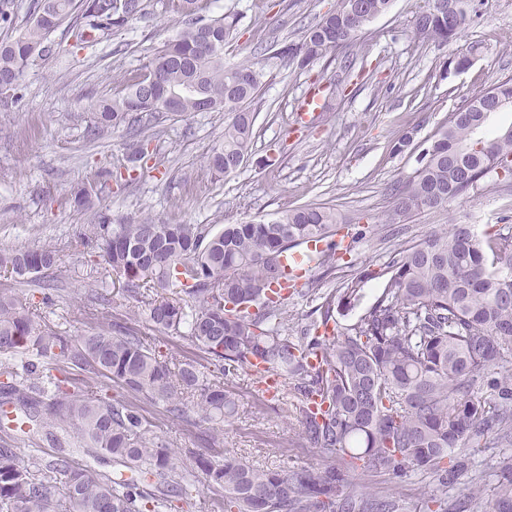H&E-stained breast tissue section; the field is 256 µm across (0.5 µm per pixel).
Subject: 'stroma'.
<instances>
[{
    "label": "stroma",
    "instance_id": "35a3bbf8",
    "mask_svg": "<svg viewBox=\"0 0 512 512\" xmlns=\"http://www.w3.org/2000/svg\"><path fill=\"white\" fill-rule=\"evenodd\" d=\"M333 2L207 0L208 14L238 17L224 47L225 63L265 61L264 83L251 105L256 121L248 159L221 178L206 164L210 148L224 134L220 112L146 116L137 137L122 127L96 139L87 135L92 104L119 93L125 74L141 69L176 34L174 14L155 11L111 41L88 46L76 43L68 25L57 28L50 36L54 55L29 69L20 103L0 110V249L56 245L64 276L46 289L0 271V290L36 306L39 323L80 336L101 321L88 300L97 283L111 287L113 317H124L129 307L101 257L79 239L92 210L219 230L313 204L333 209L339 223L377 227L321 284L329 290L363 269L378 271V278L365 284L358 309L341 318L345 328L381 294L385 280L380 273L389 257L413 241L453 224H471L480 232L490 224L512 225V182L494 177L447 206L391 217L395 186L412 175L437 127L471 96L512 77V0H476L478 18L445 45L415 35L414 19L424 0H393L390 11L353 44L308 69L265 59L266 44L300 40ZM462 55L471 65L454 71L452 61ZM346 60L351 63L347 71L341 67ZM339 82L345 91L336 96L332 90ZM316 86L321 89L316 116L301 122L297 109ZM139 141L147 156L143 171L131 180L121 171ZM103 170L112 171V178L93 195L91 208L78 206L74 188ZM133 326L161 358L177 365L200 361L194 345L156 331L146 312L135 316ZM90 384L102 396L136 407L177 450V465L193 470L192 486L187 495L174 497L171 512H224L220 495L185 456L188 448L216 456L230 450L271 469L335 461L301 437L286 407L268 396L263 380L249 371L225 378L224 387L236 394L238 406L231 425L220 428L194 414L172 418L163 403L128 393L105 377H92Z\"/></svg>",
    "mask_w": 512,
    "mask_h": 512
}]
</instances>
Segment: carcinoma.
<instances>
[{"label":"carcinoma","mask_w":512,"mask_h":512,"mask_svg":"<svg viewBox=\"0 0 512 512\" xmlns=\"http://www.w3.org/2000/svg\"><path fill=\"white\" fill-rule=\"evenodd\" d=\"M393 0H336L334 9L308 27L297 42L266 48L275 58L304 69L353 43L345 30L356 19L366 26ZM439 0L415 18V31L442 44L459 37L478 17L474 0ZM175 13L181 30L153 56L145 70L124 80L112 99L93 105L91 133L100 136L140 115L168 112L169 98L183 95L180 113H224V137L207 157L220 178L239 170L254 134L250 105L265 76L253 60L224 63V44L238 17L208 16L204 0H35L25 25L0 42V109L18 101L32 65L55 53L49 37L65 21L84 43L108 41L144 18L147 8ZM512 96V78L474 95L433 136L401 191L391 221L423 208L448 204L504 169L512 179V134L489 125L494 100ZM366 234L339 224L323 206L297 207L268 222L159 224L143 218L113 220L95 215L81 233L133 303L145 304L160 332L175 333L207 355L210 375L184 363L173 369L126 324L74 340L36 322L35 312L0 291V356L7 382L0 403L20 410L17 433L59 430L87 451L131 471L111 478L58 454L37 478L16 449L0 447V512H54L56 476L63 477L72 512H167V488L186 484L193 473L177 471L173 449L143 416L122 401H105L91 388L54 381L42 400L49 358L70 369L101 374L129 392L165 402L168 411L204 421L231 422L235 393L222 379L249 370L278 377L290 395L288 412L303 438L342 466L261 468L230 453L224 458L184 449L208 485L224 491V512H400L397 492L357 494L350 473H387L404 479L425 472L437 480L435 512L448 507V482L461 481L469 512H512V456L495 466L496 482L483 498L464 459L448 451L474 442L485 448L512 442V227L478 236L472 224H453L399 252L387 262L381 295L343 330L336 315L352 310L363 271L340 288L318 292L316 318L292 335L285 323L290 288L280 258L318 238L325 249L312 259L331 267ZM0 268L20 278L62 275L58 250L0 249ZM318 360L313 366L311 359Z\"/></svg>","instance_id":"obj_1"}]
</instances>
